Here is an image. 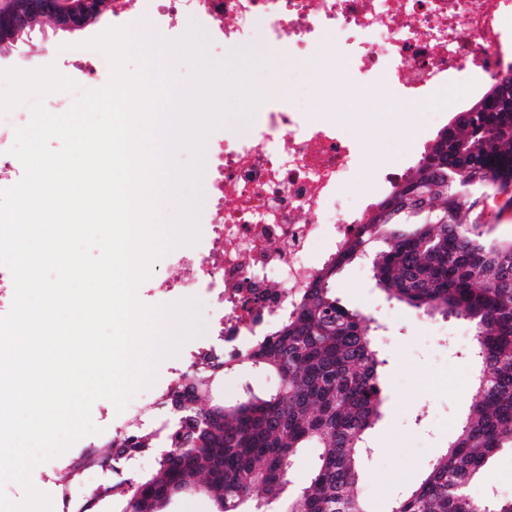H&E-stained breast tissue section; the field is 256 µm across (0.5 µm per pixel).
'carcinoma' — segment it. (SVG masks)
<instances>
[{
	"instance_id": "cac0c4a2",
	"label": "carcinoma",
	"mask_w": 512,
	"mask_h": 512,
	"mask_svg": "<svg viewBox=\"0 0 512 512\" xmlns=\"http://www.w3.org/2000/svg\"><path fill=\"white\" fill-rule=\"evenodd\" d=\"M512 210V113L484 96L421 155L414 171L373 206L292 300L280 322L225 357L203 354L192 381L162 395L179 410L171 449L156 472L93 489L73 512H95L108 498L120 512H164L169 496L204 485L219 512H370L357 490L381 418L384 361L373 348L372 319L332 288L349 263L367 259L389 300L427 314L462 317L475 331L480 366L468 414L421 483L390 512H512V498L478 499L470 484L503 448L512 449V236L495 233L486 213ZM274 375L233 404L198 406L217 376L235 366ZM148 435L124 434L105 451H87L73 468H114L129 448H153ZM316 449L306 481L292 480L298 456Z\"/></svg>"
}]
</instances>
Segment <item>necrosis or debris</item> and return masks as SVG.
Wrapping results in <instances>:
<instances>
[{
    "instance_id": "obj_1",
    "label": "necrosis or debris",
    "mask_w": 512,
    "mask_h": 512,
    "mask_svg": "<svg viewBox=\"0 0 512 512\" xmlns=\"http://www.w3.org/2000/svg\"><path fill=\"white\" fill-rule=\"evenodd\" d=\"M166 10L211 20L228 49L260 38L312 67L342 61L357 89L382 84L429 112L464 108L458 87L475 94L478 79L512 76V0H167ZM217 171L219 260L185 259V279L159 288L218 298L230 353L287 311L319 246L346 234L352 214L336 204L360 157L346 130L299 108L283 86L265 98L251 138L225 142Z\"/></svg>"
}]
</instances>
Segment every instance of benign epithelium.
<instances>
[{"mask_svg": "<svg viewBox=\"0 0 512 512\" xmlns=\"http://www.w3.org/2000/svg\"><path fill=\"white\" fill-rule=\"evenodd\" d=\"M44 10L53 12L59 26L69 32L78 31L97 18L94 0H26L23 11L10 3L0 7V41H16V35L28 23L30 16ZM489 95L498 101L501 111L512 112L511 79L494 78Z\"/></svg>", "mask_w": 512, "mask_h": 512, "instance_id": "obj_1", "label": "benign epithelium"}]
</instances>
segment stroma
<instances>
[{"label": "stroma", "mask_w": 512, "mask_h": 512, "mask_svg": "<svg viewBox=\"0 0 512 512\" xmlns=\"http://www.w3.org/2000/svg\"><path fill=\"white\" fill-rule=\"evenodd\" d=\"M149 16L152 25L145 37L132 43L133 65L147 64L155 82L172 80L180 90L191 84L190 70L183 60H176L171 73L155 69L156 54L172 49L189 28H196L210 60L240 64L252 58L258 64L254 82L272 88L292 84L299 100L314 111L335 113L345 129L358 141L363 172L351 187L346 201L357 216H364L368 203L385 198L393 189L381 174L393 161H402L413 169L421 154L438 133L451 121L452 112L439 115L419 112L416 105L398 102L385 87L361 95L350 91L351 74L342 65L316 70L289 57L267 42H251L233 50L224 44L209 22L197 19L171 23L158 0H126L118 13L104 12L86 28L70 33L43 26L27 40L0 50V69L33 70L55 65L59 72L74 80L81 88H91L89 68H107L105 57L86 48V40L114 26L134 27V13ZM252 112L232 115L223 127L212 131L202 155V169L196 188L198 209L196 220L199 239L190 247L199 253L211 246L208 225L213 218L210 185L216 173L213 153L225 132L246 137L252 133ZM179 247L163 245L150 280L137 290L139 300L165 315L171 300L152 291L153 281L177 277ZM337 298L349 308L374 318L377 331L374 345L383 361L381 367L385 387L382 416L368 432L371 454L362 465L358 490L372 512H389L394 501L401 499L420 483L428 463L442 454L453 438L456 423L465 415L476 374L471 349L473 332L467 321L436 314L427 315L395 300H387L376 288L371 264L361 260L348 265L334 284ZM184 299L193 301L197 326L195 334L178 349L175 357L152 356L143 387L135 393L122 411H112L107 399L94 402L91 418L97 433L74 443L62 456L34 467L32 482L40 483L42 492L52 499V512H62L64 500L81 501L95 487L91 471L82 470L68 478L64 485L41 484L40 478L52 475L65 460L86 449L103 446L114 429L140 431L151 412L143 405L148 394H161L170 386L174 368L184 366L192 351L205 346L218 334L217 320L221 311L204 291L186 290ZM274 377L243 366L225 371L212 388L216 401L235 402L244 387L264 392L274 388ZM512 498V449L499 451L471 485L473 496L488 492Z\"/></svg>", "instance_id": "1"}]
</instances>
